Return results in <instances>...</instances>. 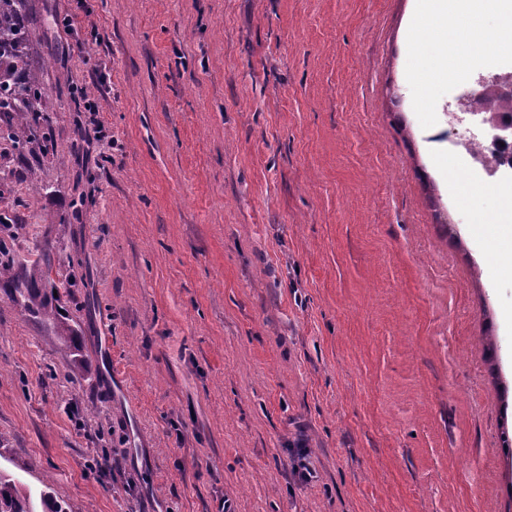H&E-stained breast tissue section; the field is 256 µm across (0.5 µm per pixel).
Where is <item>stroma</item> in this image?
<instances>
[{
	"instance_id": "obj_1",
	"label": "stroma",
	"mask_w": 512,
	"mask_h": 512,
	"mask_svg": "<svg viewBox=\"0 0 512 512\" xmlns=\"http://www.w3.org/2000/svg\"><path fill=\"white\" fill-rule=\"evenodd\" d=\"M415 12L27 0L0 469L69 512H512V228L456 201L472 86L407 76Z\"/></svg>"
}]
</instances>
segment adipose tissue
<instances>
[{
  "mask_svg": "<svg viewBox=\"0 0 512 512\" xmlns=\"http://www.w3.org/2000/svg\"><path fill=\"white\" fill-rule=\"evenodd\" d=\"M420 22L410 70L425 67L437 70L453 58L455 40L462 30L461 13L448 9V0H417Z\"/></svg>",
  "mask_w": 512,
  "mask_h": 512,
  "instance_id": "adipose-tissue-1",
  "label": "adipose tissue"
}]
</instances>
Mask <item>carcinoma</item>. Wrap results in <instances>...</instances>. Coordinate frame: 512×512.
<instances>
[{
	"label": "carcinoma",
	"mask_w": 512,
	"mask_h": 512,
	"mask_svg": "<svg viewBox=\"0 0 512 512\" xmlns=\"http://www.w3.org/2000/svg\"><path fill=\"white\" fill-rule=\"evenodd\" d=\"M27 0H0V112L19 113L18 122L0 135L28 143L30 128L44 120L40 73L25 26ZM0 512H67L50 492L34 495L25 484L0 470Z\"/></svg>",
	"instance_id": "cac0c4a2"
}]
</instances>
